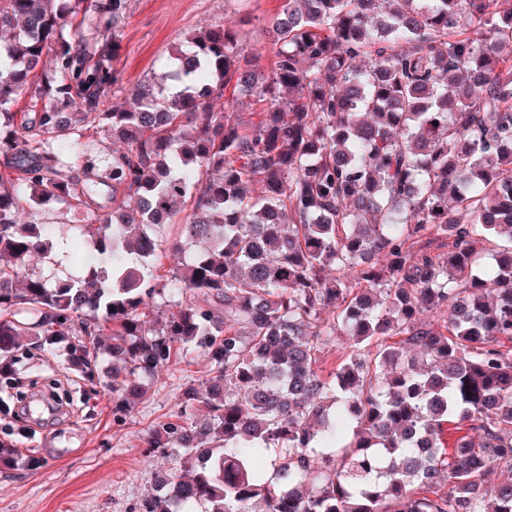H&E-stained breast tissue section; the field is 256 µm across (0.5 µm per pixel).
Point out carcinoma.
Returning <instances> with one entry per match:
<instances>
[{"label":"carcinoma","mask_w":512,"mask_h":512,"mask_svg":"<svg viewBox=\"0 0 512 512\" xmlns=\"http://www.w3.org/2000/svg\"><path fill=\"white\" fill-rule=\"evenodd\" d=\"M129 2L0 0V414L32 385L22 336L115 420L201 349L206 397L144 438L179 471L141 512H512V0H284L269 67L226 22L118 105ZM229 87L258 122L212 111ZM54 202L83 216L76 273L27 268ZM182 212L174 246L205 248L167 271L150 228ZM43 466L0 440V474ZM348 350L349 344L345 341V338L339 337L338 340L330 343L325 348L322 360L320 361V369H322L323 373L327 374L335 370Z\"/></svg>","instance_id":"1"}]
</instances>
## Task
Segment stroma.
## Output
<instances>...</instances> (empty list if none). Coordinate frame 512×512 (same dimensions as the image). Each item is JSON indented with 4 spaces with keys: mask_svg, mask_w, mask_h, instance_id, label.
<instances>
[{
    "mask_svg": "<svg viewBox=\"0 0 512 512\" xmlns=\"http://www.w3.org/2000/svg\"><path fill=\"white\" fill-rule=\"evenodd\" d=\"M283 0H130V15L120 33L115 64L122 77L116 99L159 80L163 64L190 32L226 21L237 24L245 53L265 52L263 26L280 11ZM35 222L60 230L56 258L72 271L78 233L74 212L52 204ZM209 369L203 351L161 368L126 419H112V394L100 391L90 402L74 397L61 416L36 409L29 417L31 434L18 438L21 450L38 449L45 465L31 473L18 469L0 474V512H138L155 491L158 472L175 469V456H148L147 432L176 414L183 390L201 384Z\"/></svg>",
    "mask_w": 512,
    "mask_h": 512,
    "instance_id": "stroma-1",
    "label": "stroma"
}]
</instances>
